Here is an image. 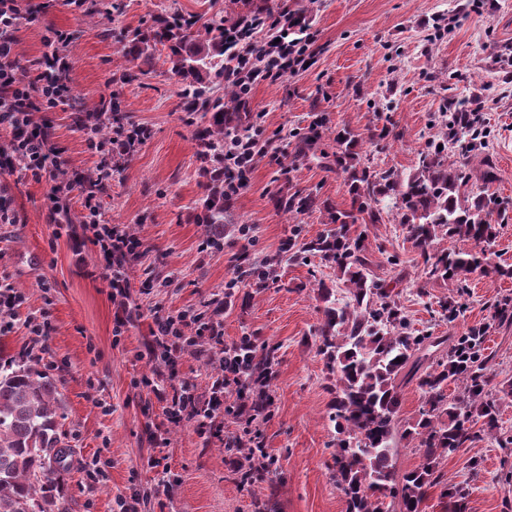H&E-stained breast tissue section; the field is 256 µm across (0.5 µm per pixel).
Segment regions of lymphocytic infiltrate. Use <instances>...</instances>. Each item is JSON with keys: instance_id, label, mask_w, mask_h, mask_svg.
I'll use <instances>...</instances> for the list:
<instances>
[{"instance_id": "lymphocytic-infiltrate-1", "label": "lymphocytic infiltrate", "mask_w": 512, "mask_h": 512, "mask_svg": "<svg viewBox=\"0 0 512 512\" xmlns=\"http://www.w3.org/2000/svg\"><path fill=\"white\" fill-rule=\"evenodd\" d=\"M36 20L30 0H0V130L6 132L7 142L0 146V172L23 170L34 181H51L46 198V221L50 224H71L79 221L82 239L97 249L102 266L108 273L112 300L129 297L127 266L138 257L142 242L121 224H105L100 219L99 195L112 182V157L126 154L149 134L142 125L113 127L110 137H102L93 112L73 107L72 121L84 134L90 153L99 157L98 174L86 180L82 188L80 218H73L70 201L76 187L73 180H57L60 151L53 141L49 126L40 124L36 113L55 111L60 105L71 104L73 93L66 78L70 60L66 49L71 33L46 27L42 36L44 51L34 62L33 74L23 73L16 61L15 33L21 18ZM313 38L305 25L292 13L282 9L264 15L239 17L224 27V81L233 85L241 103H248L253 90L260 84L273 83L285 76L303 71L311 61ZM260 126L254 125L245 133L224 141V196L233 198L244 190L254 169L257 156L266 153ZM185 316H159L154 320L149 354H157L168 364L177 360L197 343L201 334H209L213 343H222L218 331L197 327L187 334ZM233 376L222 377L207 394L195 393L183 386L171 390L156 388L155 394L164 405L171 424L211 420L224 411L242 415L241 406H224V392L241 388Z\"/></svg>"}]
</instances>
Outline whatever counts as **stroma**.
<instances>
[{
  "mask_svg": "<svg viewBox=\"0 0 512 512\" xmlns=\"http://www.w3.org/2000/svg\"><path fill=\"white\" fill-rule=\"evenodd\" d=\"M287 2L313 35V63L254 89L241 124L263 113L269 154L232 199L220 249L206 247L208 229L195 221L208 185L194 141L198 121L179 110L178 79L163 56L144 63L126 55L122 42L127 30L156 16L200 11L201 0H111L106 13L66 0H32L39 20L20 25L21 63L41 56L45 25L72 32L66 52L75 103L92 107L109 99L124 121L150 131L129 154L114 156L112 185L99 198L103 223L125 225L144 244L127 268L132 319L120 330L96 248L75 245L66 229L45 221L50 182H35L21 170L0 175L16 216L15 223H0V282L25 297L12 328L0 332V362L27 357L57 384L60 429L73 450L69 469L55 479L65 512H119L121 498L135 501L137 512H256L264 503L270 512H346L331 474L333 378L318 353L323 302L317 284L335 286L336 273L311 256L283 263L275 278L262 282L243 273L239 256L257 262L277 254L288 238L326 231L322 209L288 220L275 204L282 191H313L331 206L349 208L344 175L332 159L337 130L359 135L361 166L376 174L406 172L419 152L440 140L450 97L482 116L490 132L483 151L497 168L489 192L512 200V0ZM69 113L62 106L38 118L53 126L61 168L77 180L91 176L97 160ZM383 126L393 137L371 138V130ZM368 242L373 278L397 283L412 329L461 336L489 325L490 387L512 380V323L491 322L498 301L512 298V278L474 275L462 289L426 279L393 211L369 226ZM392 255L397 264H389ZM456 295L464 308L450 322L438 302ZM181 312L203 314L225 343L253 335L277 347L272 412L254 422L279 461L272 490L240 486L243 457L224 449L225 441L242 435L244 418L218 416L219 440L194 423L175 426L143 385L148 376L164 387L209 391L208 362L217 348L185 353L171 368L147 352L155 317ZM43 314L48 334L31 335L25 318ZM151 455L167 457L170 484L146 467ZM92 462L103 472L93 488L84 480V466ZM439 469L446 482L466 486L465 508L457 510L436 487L422 512H512V447H498L483 434L442 457Z\"/></svg>",
  "mask_w": 512,
  "mask_h": 512,
  "instance_id": "1",
  "label": "stroma"
}]
</instances>
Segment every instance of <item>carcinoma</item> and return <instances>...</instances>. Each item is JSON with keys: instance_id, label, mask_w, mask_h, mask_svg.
Wrapping results in <instances>:
<instances>
[{"instance_id": "1", "label": "carcinoma", "mask_w": 512, "mask_h": 512, "mask_svg": "<svg viewBox=\"0 0 512 512\" xmlns=\"http://www.w3.org/2000/svg\"><path fill=\"white\" fill-rule=\"evenodd\" d=\"M224 15L177 13L157 17L145 28L127 32V53L151 62L160 44L168 49L170 71L181 77L178 92L182 110L201 112L206 123L194 138L198 154L214 162L224 157V137L239 132L235 107L214 94L213 80L224 78ZM477 114L456 109L448 133L419 154L407 173L387 170L373 175L357 169L359 139L351 131H336V165L349 171L350 208L328 210L333 228L309 240H288L279 254L265 260L259 276H275L277 268L300 255L318 256L336 267L346 298L331 299L321 281L324 302L318 352L335 377L331 388L329 421L334 423L333 472L336 486L347 499L348 512H420L429 489L443 486V495L464 500L459 486L444 483L439 459L478 437V422L486 426L500 448L512 445V433L498 425L499 405L488 390L490 358L484 354L487 327L470 329L450 338L419 334L398 305L393 289L369 274L368 234H349V225L378 224L383 203L394 201L407 239L423 259L430 279L460 281L479 273L488 278L512 276V269L493 262L485 252L450 251L439 247L445 238L476 244L492 241L496 221L508 218L512 202L492 201L489 184L497 179L495 165L486 159L481 184L472 181L467 164L448 162V149L470 140L465 152L475 151ZM290 215H301L321 205L318 194L295 191L277 200ZM224 169H212L208 192L200 203L197 221L208 227L210 242L224 238ZM276 362L275 349L258 348L256 339L243 336L224 347V365L237 371L248 392L250 408L258 415L270 412V394ZM415 384L422 393L419 418L401 423V390ZM454 383L461 392L448 396ZM418 448L421 462L400 472L402 442ZM234 450L247 445V467L238 469L240 482H272L278 460L259 437L233 441ZM71 449L59 431V398L52 378L24 361L0 365V512H63L46 475L54 459L66 460Z\"/></svg>"}]
</instances>
